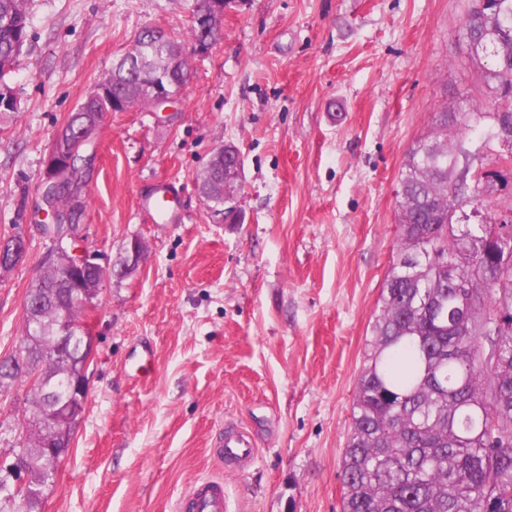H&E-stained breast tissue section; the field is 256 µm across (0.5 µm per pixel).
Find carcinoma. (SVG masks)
Masks as SVG:
<instances>
[{
    "instance_id": "cac0c4a2",
    "label": "carcinoma",
    "mask_w": 512,
    "mask_h": 512,
    "mask_svg": "<svg viewBox=\"0 0 512 512\" xmlns=\"http://www.w3.org/2000/svg\"><path fill=\"white\" fill-rule=\"evenodd\" d=\"M26 0H0V120L17 111L4 77L28 41ZM460 35L477 63L495 107L472 103L435 113L430 131L409 148L398 197L396 255L367 341L343 451L342 512H512V223L468 210L489 209L497 182L480 187L461 134L485 127L484 147L512 130V0H468ZM166 79L156 47L135 48L118 67L117 91L139 103L137 77ZM109 105L86 99L66 121H103ZM453 216H448V209ZM66 273L40 271L27 295L40 307L24 321L22 342L50 353L59 335L58 303L70 291ZM78 365L53 357L41 375L59 383ZM32 369L0 362L3 381L29 379ZM19 447L36 461L33 479H54L56 465L31 408L23 411Z\"/></svg>"
}]
</instances>
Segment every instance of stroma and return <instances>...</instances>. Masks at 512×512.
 <instances>
[{
	"label": "stroma",
	"instance_id": "35a3bbf8",
	"mask_svg": "<svg viewBox=\"0 0 512 512\" xmlns=\"http://www.w3.org/2000/svg\"><path fill=\"white\" fill-rule=\"evenodd\" d=\"M194 0H27L29 42L5 77L0 359L48 248L37 190L53 137L147 27L184 39ZM467 0H228L220 37L190 55L166 118L109 113L81 189L80 245L104 268L131 239L139 268L103 283L85 412L44 512H177L223 480L231 512H341L342 456L366 340L396 253L405 156L435 112L489 95L460 38ZM236 146L244 221L214 223L196 178ZM168 192V221L145 206ZM29 396L0 390V459ZM246 429L253 460L213 448Z\"/></svg>",
	"mask_w": 512,
	"mask_h": 512
}]
</instances>
